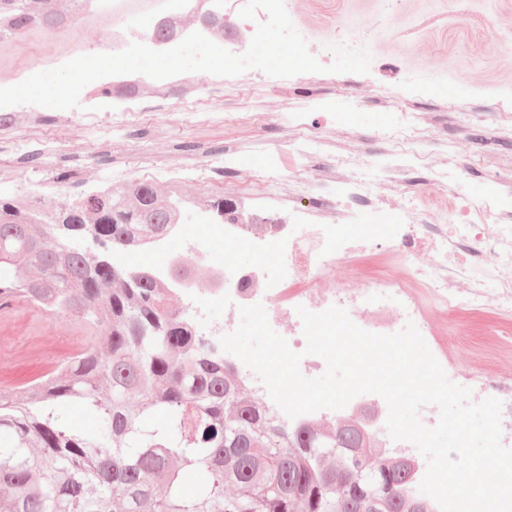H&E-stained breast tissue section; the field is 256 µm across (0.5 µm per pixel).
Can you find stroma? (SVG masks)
Returning <instances> with one entry per match:
<instances>
[{
	"instance_id": "obj_1",
	"label": "stroma",
	"mask_w": 512,
	"mask_h": 512,
	"mask_svg": "<svg viewBox=\"0 0 512 512\" xmlns=\"http://www.w3.org/2000/svg\"><path fill=\"white\" fill-rule=\"evenodd\" d=\"M301 7L319 13L309 22L308 46L323 48L342 34L369 30V72L340 73L330 84H298L289 93L254 100L245 88L222 92L218 103L224 111H240L250 101L264 115L260 136L242 144L230 126L202 130L187 121L161 134L149 122L94 128L77 120L62 129L54 113H42L41 163H19L17 153L0 148V165L12 174L11 180L0 182V198L35 196L51 182L58 205L72 204L95 193L99 180L121 186L126 155L163 153L205 161L233 146L238 169L245 172L267 163L269 140L301 135L315 141L307 162L313 172L328 153L350 151L349 136L359 134L362 143L354 152L353 168L363 172L383 164L387 152L382 138L387 111L377 88L395 89L406 82L427 90L409 105L410 111L430 117L425 149H436L444 137L461 158L463 173L452 187L460 200L471 198L495 173L512 172V140L495 135L501 113L512 111V50L493 49L488 33L492 24L512 27V0H470L463 15L452 13L448 0H399L391 8L384 0H302ZM313 99L321 105L311 110L306 129H299L291 106ZM492 330L491 320L483 317L450 318L449 368H480V350ZM102 337L100 327L80 316L42 310L18 298L0 312V388L26 393Z\"/></svg>"
}]
</instances>
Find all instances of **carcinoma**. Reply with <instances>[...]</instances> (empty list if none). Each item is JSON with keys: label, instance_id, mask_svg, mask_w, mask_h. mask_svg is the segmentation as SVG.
Segmentation results:
<instances>
[{"label": "carcinoma", "instance_id": "carcinoma-1", "mask_svg": "<svg viewBox=\"0 0 512 512\" xmlns=\"http://www.w3.org/2000/svg\"><path fill=\"white\" fill-rule=\"evenodd\" d=\"M49 0H0L12 31L65 25ZM61 207L45 223L20 199H0V306L16 296L92 318L104 343L27 391L0 389V512H427L411 469L379 457L353 424L290 430L243 395L224 355L180 321L147 271L108 253L163 235L171 197L150 183ZM93 234L99 249L73 241ZM82 402L95 430L64 428L56 411ZM162 417L150 427L149 417ZM338 457L326 466L311 452ZM379 478L371 500L345 476Z\"/></svg>", "mask_w": 512, "mask_h": 512}]
</instances>
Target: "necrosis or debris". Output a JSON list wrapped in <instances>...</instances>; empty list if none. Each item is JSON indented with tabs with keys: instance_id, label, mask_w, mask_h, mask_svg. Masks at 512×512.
I'll list each match as a JSON object with an SVG mask.
<instances>
[{
	"instance_id": "1",
	"label": "necrosis or debris",
	"mask_w": 512,
	"mask_h": 512,
	"mask_svg": "<svg viewBox=\"0 0 512 512\" xmlns=\"http://www.w3.org/2000/svg\"><path fill=\"white\" fill-rule=\"evenodd\" d=\"M239 0H85L77 21L101 24L108 30L104 47L117 53L131 42H141L156 51L177 46L191 32L204 34L235 54L244 53L256 32L257 20L241 19L235 34L224 37L204 25L210 12H235ZM166 21L170 38L159 39L155 29ZM329 72L302 73L289 78L250 70L247 76H212L216 87L237 89L250 81L254 89L276 92L304 83L332 80ZM123 101L117 112H86L90 124L112 122L129 126L140 122L146 96L168 102L158 124L168 128L192 117L207 128L239 127L252 132L263 128V115L250 110L221 112L213 96L204 91L197 75L182 73L155 80L141 73L100 78L80 94L81 103L103 99L105 94ZM411 92H387L382 96L390 111L385 138L390 145L382 174L365 178L352 168L348 155L333 156L319 169L322 183L333 189L331 200L315 197L306 174L310 144L305 140L273 142L268 146L267 165L233 180L224 178V162L207 163L173 160L162 166L143 161L129 165L125 178L131 183L165 181L180 193L184 183L194 182L207 190H221L229 200L219 228L225 243L246 244L258 249L261 260L233 264L214 249L204 228L210 224V210L201 199L181 197L180 213H194L197 225H171L162 237L144 239L140 251H163L169 264L150 267V274L165 283L169 293L184 297L185 322L197 326L200 310L220 301L224 304L223 333L232 332L244 305L262 304L272 329L287 325L284 338L292 351L301 353L300 370L309 378L320 376L325 361L306 354V338L297 312L305 307L322 312L332 306L346 310L360 328L378 334H394L414 323L424 339L435 348L440 364L448 362V320L459 314L491 317L502 326L512 325V193L502 191L501 181L486 183L481 194L467 202L447 193L460 169L454 151L440 145L435 152L422 151L425 128L421 113L409 112L405 104ZM295 157L294 171L283 172V159ZM425 170L440 191L434 196L419 194L409 174ZM396 221L379 223L386 211ZM365 212L369 223L349 233L346 223L354 212ZM457 223H447L448 214ZM188 260L207 270L212 280L206 292H198L193 279L172 275L174 263ZM330 274L331 287L320 288L318 279ZM485 368L468 378L472 401L493 397L502 403V442L512 447V345L497 344L484 351ZM387 405L374 394L353 398L339 410L321 409L295 417L298 425H332L350 421L377 446L382 456L394 459L412 456L414 447L385 435Z\"/></svg>"
}]
</instances>
